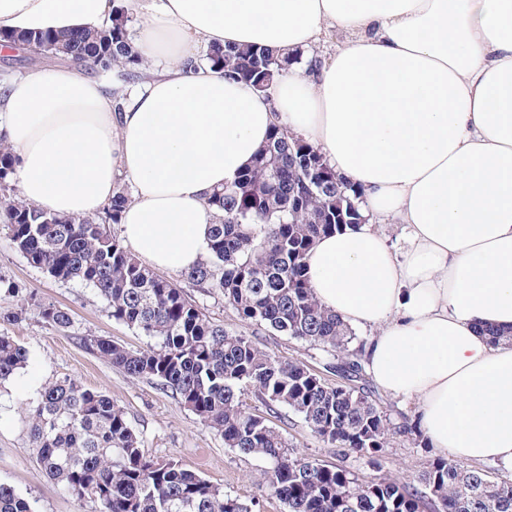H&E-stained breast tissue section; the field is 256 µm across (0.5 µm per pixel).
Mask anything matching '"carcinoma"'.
Instances as JSON below:
<instances>
[{
    "label": "carcinoma",
    "instance_id": "obj_1",
    "mask_svg": "<svg viewBox=\"0 0 512 512\" xmlns=\"http://www.w3.org/2000/svg\"><path fill=\"white\" fill-rule=\"evenodd\" d=\"M125 6L96 29L66 33L0 32L4 45H21L33 58H59L95 71L144 66L128 33ZM208 63L252 86L278 76L299 57L273 50L212 46ZM15 157L0 134V190L8 188ZM362 194L336 176L326 159L300 137L275 128L252 164L215 190L216 210L205 258L186 272L189 284L224 295L246 323L320 345L331 367L350 375L332 385L301 362L282 361L252 340L224 329L191 301L183 287L145 266L110 226L90 217L49 213L14 195L0 196L1 228L29 263L60 281H80L107 301L110 316L159 347L132 351L102 338L91 348L132 377L152 379L224 439V447L265 458L269 482L288 512H512V483L469 469L451 457L430 461L415 486L385 476L361 481L354 472L290 449L282 433L247 410L252 390L275 414L286 407L328 445L366 459L377 469L391 421L373 399L362 365L365 345L350 348V326L322 307L306 277L305 258L320 237L352 229ZM129 200L115 188L105 208L116 224ZM342 213L352 218L336 223ZM51 326L68 328V312L41 311ZM26 363V351L0 333V382ZM30 437L47 474L98 512H254L173 462L145 456L140 436L112 398L64 379L48 385L29 408ZM0 512H31L29 503L0 484Z\"/></svg>",
    "mask_w": 512,
    "mask_h": 512
}]
</instances>
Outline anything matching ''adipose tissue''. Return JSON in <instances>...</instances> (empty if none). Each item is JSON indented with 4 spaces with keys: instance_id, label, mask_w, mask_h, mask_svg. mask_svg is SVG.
<instances>
[{
    "instance_id": "ef3b65f1",
    "label": "adipose tissue",
    "mask_w": 512,
    "mask_h": 512,
    "mask_svg": "<svg viewBox=\"0 0 512 512\" xmlns=\"http://www.w3.org/2000/svg\"><path fill=\"white\" fill-rule=\"evenodd\" d=\"M134 47L167 66L116 106L81 69L31 67L0 85V131L21 196L65 217L134 195L121 237L148 267L206 254L214 188L274 128L318 149L363 196L365 225L306 257L322 306L377 329L363 362L414 402L432 447L512 470V0H126ZM111 0H0V31L99 27ZM343 37L315 59L320 37ZM302 55L271 96L194 57L197 45ZM405 225L393 251L371 221Z\"/></svg>"
}]
</instances>
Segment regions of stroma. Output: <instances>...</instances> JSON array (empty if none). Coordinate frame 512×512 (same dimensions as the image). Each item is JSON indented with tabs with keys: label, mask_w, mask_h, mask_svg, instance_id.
Listing matches in <instances>:
<instances>
[{
	"label": "stroma",
	"mask_w": 512,
	"mask_h": 512,
	"mask_svg": "<svg viewBox=\"0 0 512 512\" xmlns=\"http://www.w3.org/2000/svg\"><path fill=\"white\" fill-rule=\"evenodd\" d=\"M0 278L12 282L14 291L0 288V333L5 332L27 352V365L0 386V484L10 486L27 499L33 512H95V503L78 501L52 480L37 459L30 439L28 408L44 388L64 378L112 397L125 412L131 427L143 440L146 455L171 461L223 488L225 494L255 500L256 512H287V507L269 486V465L263 458L245 456L225 448L221 436L180 399L152 380L127 375L83 344V338L99 337L130 350H143L152 342L136 329L110 316L106 301L91 286L78 281L61 282L30 264L0 229ZM168 280L185 285L187 295L225 329L239 333L278 359L300 361L320 371L332 356L313 346L277 332L260 330L242 322L225 305L223 296L186 286L182 273L171 272ZM67 310L69 329L44 323L46 306ZM376 397L387 412L394 431L383 453L385 476L418 483L439 449L401 433L405 419L413 418L414 405L384 392ZM295 451L329 465H340L368 479L374 472L356 455H342L316 437L298 415L281 409L273 421Z\"/></svg>",
	"instance_id": "1"
}]
</instances>
